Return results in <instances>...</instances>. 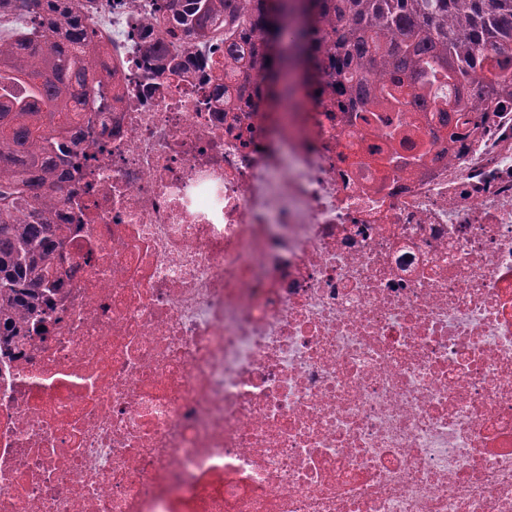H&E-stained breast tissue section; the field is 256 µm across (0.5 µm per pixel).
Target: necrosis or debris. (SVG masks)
I'll list each match as a JSON object with an SVG mask.
<instances>
[{
	"mask_svg": "<svg viewBox=\"0 0 512 512\" xmlns=\"http://www.w3.org/2000/svg\"><path fill=\"white\" fill-rule=\"evenodd\" d=\"M70 137L48 319L0 352V512H512V95L289 113L149 70Z\"/></svg>",
	"mask_w": 512,
	"mask_h": 512,
	"instance_id": "necrosis-or-debris-1",
	"label": "necrosis or debris"
}]
</instances>
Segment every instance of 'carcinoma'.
Masks as SVG:
<instances>
[{
    "mask_svg": "<svg viewBox=\"0 0 512 512\" xmlns=\"http://www.w3.org/2000/svg\"><path fill=\"white\" fill-rule=\"evenodd\" d=\"M164 36L141 50L158 75L182 69L197 43L224 24V103L246 69L262 74L283 104L297 93L292 72L327 64L336 91L368 106L389 90L393 71L425 90L459 75L494 87L479 68L512 50V0H157ZM0 14L28 18L30 28L0 45V348L29 334L28 322L60 278L55 258L64 239L54 223L66 201L56 159L71 126L99 88L112 82L86 16L71 0H0ZM288 44L277 57L267 36Z\"/></svg>",
    "mask_w": 512,
    "mask_h": 512,
    "instance_id": "1",
    "label": "carcinoma"
}]
</instances>
